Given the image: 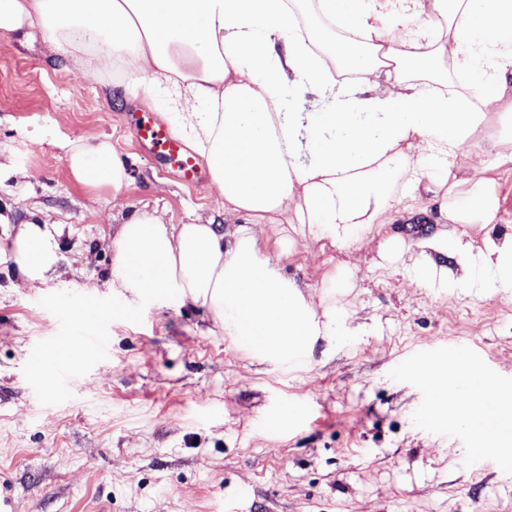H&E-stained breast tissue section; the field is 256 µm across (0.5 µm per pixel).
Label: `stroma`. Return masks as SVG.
<instances>
[{
  "instance_id": "obj_1",
  "label": "stroma",
  "mask_w": 512,
  "mask_h": 512,
  "mask_svg": "<svg viewBox=\"0 0 512 512\" xmlns=\"http://www.w3.org/2000/svg\"><path fill=\"white\" fill-rule=\"evenodd\" d=\"M157 99L121 76L95 82L49 53L39 26L0 42V206L67 225L60 260L40 292L0 274V498L12 512H512V468L476 458L469 432L430 424L423 382L407 374L424 349L473 346L487 372L512 383V302L492 288H412L419 229L391 225L407 249L380 265L378 242L345 251L296 237L280 273L319 299L336 265L357 268L331 303L349 317L317 337L307 362L263 357L215 327L206 306L147 300L128 318L106 284L122 211L108 188L71 175L61 140L107 139L130 177L121 200L168 224L233 231L211 180L189 186L146 160L133 120H160ZM93 299L107 349L68 359L66 394L35 378L51 341V310ZM291 405L304 413L281 426Z\"/></svg>"
}]
</instances>
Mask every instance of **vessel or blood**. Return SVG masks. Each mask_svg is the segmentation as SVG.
I'll return each mask as SVG.
<instances>
[{"instance_id":"obj_1","label":"vessel or blood","mask_w":512,"mask_h":512,"mask_svg":"<svg viewBox=\"0 0 512 512\" xmlns=\"http://www.w3.org/2000/svg\"><path fill=\"white\" fill-rule=\"evenodd\" d=\"M134 133L145 157L152 162L171 165L184 183L195 184L203 180L204 174L195 156L149 116L143 115L135 119ZM56 318L71 324V337L82 347L94 350L104 347L103 337L94 330L95 323L101 318V312L97 306L87 305L79 313L62 308L57 311ZM31 372L34 376L51 379L58 392H66L69 387L65 369L57 366L44 355L39 354L34 357Z\"/></svg>"}]
</instances>
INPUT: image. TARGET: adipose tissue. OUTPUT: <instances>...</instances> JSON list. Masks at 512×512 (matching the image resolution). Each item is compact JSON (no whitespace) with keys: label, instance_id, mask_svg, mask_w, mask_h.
Here are the masks:
<instances>
[{"label":"adipose tissue","instance_id":"obj_1","mask_svg":"<svg viewBox=\"0 0 512 512\" xmlns=\"http://www.w3.org/2000/svg\"><path fill=\"white\" fill-rule=\"evenodd\" d=\"M0 0V36L40 22L53 54L85 77L122 70L128 87L173 91L175 129L208 167L225 214H246L232 244L218 224H167L136 209L112 239L110 286L131 299L199 303L254 352L306 351L346 313L314 306L282 276L263 224L306 227L348 250L422 212L444 227L419 241L418 288H480L512 301V236L488 235L502 199L490 171L512 164V0ZM494 162H487L488 149ZM74 180L120 195L128 184L111 142L67 144ZM0 246L11 287L35 289L59 259L60 224L37 217ZM482 229L474 240L473 229ZM455 260L454 280L439 263ZM466 358L431 376V414L472 433L482 403L461 382Z\"/></svg>","mask_w":512,"mask_h":512}]
</instances>
